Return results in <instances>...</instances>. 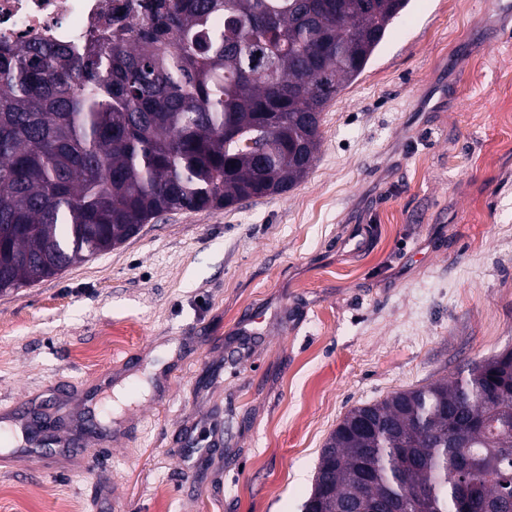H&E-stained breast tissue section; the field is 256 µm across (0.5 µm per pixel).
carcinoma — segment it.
Returning a JSON list of instances; mask_svg holds the SVG:
<instances>
[{
    "instance_id": "carcinoma-1",
    "label": "carcinoma",
    "mask_w": 512,
    "mask_h": 512,
    "mask_svg": "<svg viewBox=\"0 0 512 512\" xmlns=\"http://www.w3.org/2000/svg\"><path fill=\"white\" fill-rule=\"evenodd\" d=\"M408 0H137L84 43L0 40V293L164 212L283 194ZM275 127L263 162L247 141ZM494 393L489 401L487 393ZM512 512V348L348 410L302 510Z\"/></svg>"
}]
</instances>
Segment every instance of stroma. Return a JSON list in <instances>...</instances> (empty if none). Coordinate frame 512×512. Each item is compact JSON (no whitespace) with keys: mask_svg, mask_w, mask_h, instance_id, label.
Wrapping results in <instances>:
<instances>
[{"mask_svg":"<svg viewBox=\"0 0 512 512\" xmlns=\"http://www.w3.org/2000/svg\"><path fill=\"white\" fill-rule=\"evenodd\" d=\"M410 0L307 176L0 293V512H301L347 411L512 348V35ZM124 386L101 426L105 379Z\"/></svg>","mask_w":512,"mask_h":512,"instance_id":"35a3bbf8","label":"stroma"}]
</instances>
